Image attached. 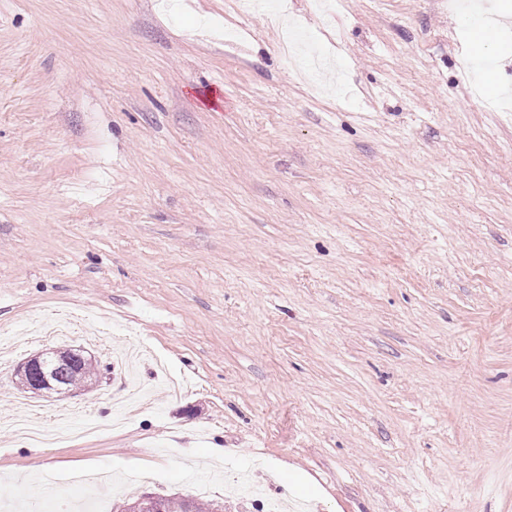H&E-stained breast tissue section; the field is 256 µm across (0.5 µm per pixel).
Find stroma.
<instances>
[{
  "mask_svg": "<svg viewBox=\"0 0 512 512\" xmlns=\"http://www.w3.org/2000/svg\"><path fill=\"white\" fill-rule=\"evenodd\" d=\"M0 0V428L17 512H512V112L448 0ZM73 333L20 336L32 310ZM105 376L48 399L19 363ZM45 490L16 480L31 461ZM72 349H56L40 353L21 365V370L33 369L36 374L37 386L33 392L42 394H59L62 392L60 384L55 379V371L58 366L71 362Z\"/></svg>",
  "mask_w": 512,
  "mask_h": 512,
  "instance_id": "stroma-1",
  "label": "stroma"
}]
</instances>
